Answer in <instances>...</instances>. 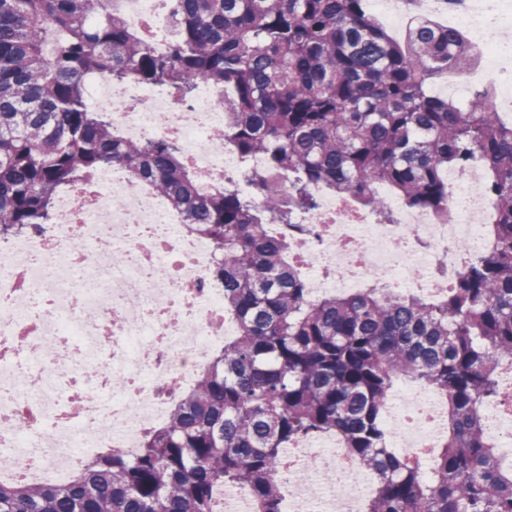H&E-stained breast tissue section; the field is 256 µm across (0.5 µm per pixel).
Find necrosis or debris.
Segmentation results:
<instances>
[{
  "instance_id": "4bbe7bcc",
  "label": "necrosis or debris",
  "mask_w": 512,
  "mask_h": 512,
  "mask_svg": "<svg viewBox=\"0 0 512 512\" xmlns=\"http://www.w3.org/2000/svg\"><path fill=\"white\" fill-rule=\"evenodd\" d=\"M131 26L152 21V49L169 51L164 0H118ZM454 28L471 29L478 66L464 81L489 79L512 100V0H449ZM90 109H108L114 128L132 139H175L197 188L220 171L239 172L237 188L256 179L287 187L290 173L268 174L264 157L242 161L224 138L218 90L204 84L176 102L167 90L136 80L87 82ZM484 174L472 165L448 173V215L407 209L392 224L313 187L316 209L299 226L274 224L306 267L310 299L368 283L400 294L434 295L439 260L485 247ZM81 249H73V240ZM209 243L146 184L117 166L94 184L58 195L53 221L0 252V482L63 484L103 449L134 454L147 426L164 422L175 384H190L212 349L235 335L224 293L210 284ZM389 445L402 456L438 445L447 407L423 387L393 388L384 406ZM501 458L512 461V384L503 401L483 407ZM288 485L282 512H363L372 480L333 439L314 438L284 451Z\"/></svg>"
}]
</instances>
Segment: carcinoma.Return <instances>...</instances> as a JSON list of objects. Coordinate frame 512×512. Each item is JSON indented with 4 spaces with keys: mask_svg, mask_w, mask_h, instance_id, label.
<instances>
[{
    "mask_svg": "<svg viewBox=\"0 0 512 512\" xmlns=\"http://www.w3.org/2000/svg\"><path fill=\"white\" fill-rule=\"evenodd\" d=\"M108 0H0V239L50 223L55 194L120 165L215 253L211 280L239 332L179 391L166 423L134 455H97L63 485L0 484V512H221L236 485L256 512H282L281 450L332 434L377 480L364 512H512L482 406L512 365V123L431 95L448 70L478 64L464 35L416 20L394 40L368 0H170L173 46L155 54ZM128 78L181 99L227 87L224 137L239 156L296 174L261 204L216 178L198 191L181 148L132 140L86 104V80ZM484 163L491 242L434 297L363 288L308 298L288 239L316 207L308 187L392 214L442 210L446 174ZM447 400L448 432L430 471L388 447L382 410L402 380Z\"/></svg>",
    "mask_w": 512,
    "mask_h": 512,
    "instance_id": "carcinoma-1",
    "label": "carcinoma"
}]
</instances>
